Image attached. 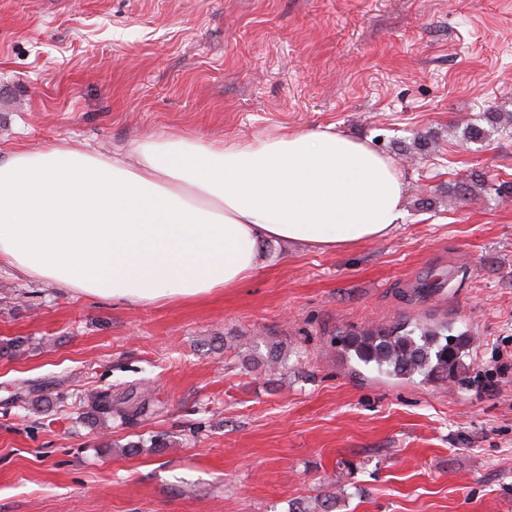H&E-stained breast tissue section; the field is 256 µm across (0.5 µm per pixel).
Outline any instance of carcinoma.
I'll return each mask as SVG.
<instances>
[{
    "label": "carcinoma",
    "mask_w": 512,
    "mask_h": 512,
    "mask_svg": "<svg viewBox=\"0 0 512 512\" xmlns=\"http://www.w3.org/2000/svg\"><path fill=\"white\" fill-rule=\"evenodd\" d=\"M470 338L452 334L448 325L428 326L421 323L397 322L392 325H370L350 333L341 340L340 352L355 358L377 373L402 379L416 376L444 384L458 376L464 367ZM59 393L46 386L34 389L20 386L17 398L27 401L32 410L50 405ZM88 414L101 427H108L112 417L121 421H140L156 413L145 389L135 387L91 391L83 398Z\"/></svg>",
    "instance_id": "cac0c4a2"
}]
</instances>
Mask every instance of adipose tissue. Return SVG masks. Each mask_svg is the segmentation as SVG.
I'll list each match as a JSON object with an SVG mask.
<instances>
[{
  "instance_id": "1",
  "label": "adipose tissue",
  "mask_w": 512,
  "mask_h": 512,
  "mask_svg": "<svg viewBox=\"0 0 512 512\" xmlns=\"http://www.w3.org/2000/svg\"><path fill=\"white\" fill-rule=\"evenodd\" d=\"M393 160L331 129L206 142L149 136L0 158V264L134 304L234 288L269 246L335 251L403 217Z\"/></svg>"
}]
</instances>
